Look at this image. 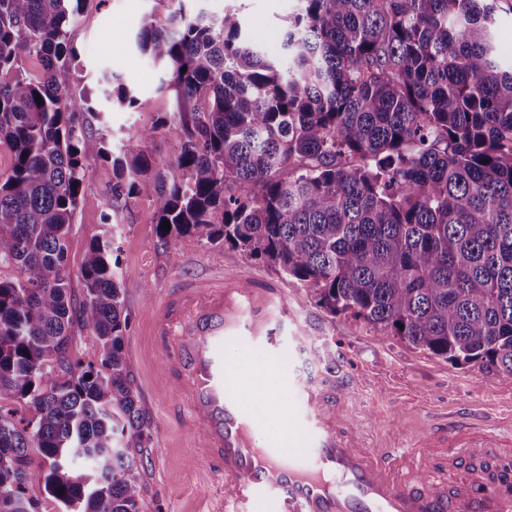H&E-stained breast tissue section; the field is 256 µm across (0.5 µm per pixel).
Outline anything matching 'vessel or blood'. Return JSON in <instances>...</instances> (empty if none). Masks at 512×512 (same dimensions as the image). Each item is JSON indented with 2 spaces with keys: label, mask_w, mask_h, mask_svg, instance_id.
<instances>
[{
  "label": "vessel or blood",
  "mask_w": 512,
  "mask_h": 512,
  "mask_svg": "<svg viewBox=\"0 0 512 512\" xmlns=\"http://www.w3.org/2000/svg\"><path fill=\"white\" fill-rule=\"evenodd\" d=\"M293 315L284 290L224 269L172 280L151 324L164 385L211 475L209 512H512V433L439 421L409 448L366 445L331 370L276 399ZM235 342L252 359L228 363Z\"/></svg>",
  "instance_id": "vessel-or-blood-1"
}]
</instances>
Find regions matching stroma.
Returning a JSON list of instances; mask_svg holds the SVG:
<instances>
[{"mask_svg": "<svg viewBox=\"0 0 512 512\" xmlns=\"http://www.w3.org/2000/svg\"><path fill=\"white\" fill-rule=\"evenodd\" d=\"M297 5L298 0H190L188 8L213 14L233 9L244 34L276 54L286 33L285 18ZM157 9L156 0H83L75 23L68 28L77 54L69 83L92 94L96 108L106 115L116 148L159 120L187 109L166 69L137 47L145 19ZM106 73L114 75V84L124 85L136 96L135 106L113 101V84L102 80ZM86 167L88 177L69 237V263L78 268L91 239L111 235L129 317L125 354L151 435L140 468L141 512H206L203 488L209 475L203 465L193 463L190 441L176 426L175 396L155 387L154 374L162 358L149 353L144 331L156 307L154 297L166 282L207 267L244 271L285 289L299 325L298 341L287 344L285 379L317 377L336 358H344L358 376L351 418L371 445L405 444L424 433L437 417L459 412L499 429H512V379L494 370L458 366L398 339L382 337L351 314H330L318 304L314 287L297 285L231 246L203 241L185 251L175 242H162L148 198L127 203L113 199L111 161L91 157ZM107 213L112 216L108 224L103 221Z\"/></svg>", "mask_w": 512, "mask_h": 512, "instance_id": "obj_1", "label": "stroma"}]
</instances>
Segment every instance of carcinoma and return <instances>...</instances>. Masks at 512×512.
Listing matches in <instances>:
<instances>
[{
	"label": "carcinoma",
	"mask_w": 512,
	"mask_h": 512,
	"mask_svg": "<svg viewBox=\"0 0 512 512\" xmlns=\"http://www.w3.org/2000/svg\"><path fill=\"white\" fill-rule=\"evenodd\" d=\"M158 2L139 49L194 105L122 144L112 198H150L165 243L222 241L314 286L331 314L511 379L512 64L497 57V0H299L275 58L232 10ZM80 3L0 0V512H38L35 484L71 512H140L148 433L112 240L94 237L75 273L68 259L85 161L108 155L88 93L66 85ZM161 131L181 148L155 166L143 143ZM78 331L98 363L71 357Z\"/></svg>",
	"instance_id": "1"
}]
</instances>
